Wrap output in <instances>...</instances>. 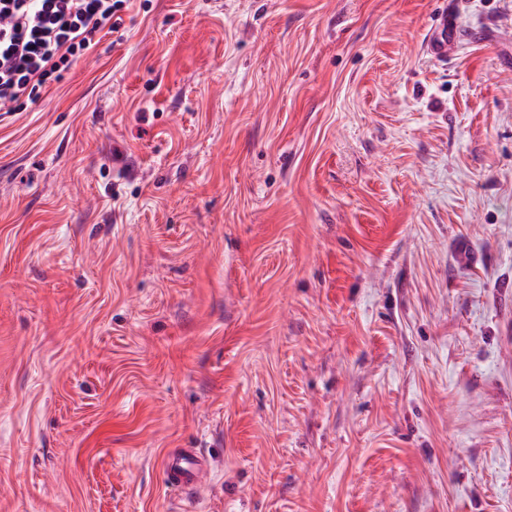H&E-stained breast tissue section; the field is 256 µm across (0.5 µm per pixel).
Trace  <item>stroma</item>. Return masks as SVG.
<instances>
[{"label":"stroma","mask_w":512,"mask_h":512,"mask_svg":"<svg viewBox=\"0 0 512 512\" xmlns=\"http://www.w3.org/2000/svg\"><path fill=\"white\" fill-rule=\"evenodd\" d=\"M457 3L440 62L448 0H132L0 117V512H512V0ZM458 36L454 15L448 11V7L444 8L432 20L424 51L436 60L447 61L448 51L455 45ZM205 467L206 459L197 448H176L165 452L162 475L170 488L187 495L200 486Z\"/></svg>","instance_id":"stroma-1"}]
</instances>
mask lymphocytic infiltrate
I'll return each instance as SVG.
<instances>
[{"mask_svg":"<svg viewBox=\"0 0 512 512\" xmlns=\"http://www.w3.org/2000/svg\"><path fill=\"white\" fill-rule=\"evenodd\" d=\"M127 0H0V112L36 104L122 26Z\"/></svg>","mask_w":512,"mask_h":512,"instance_id":"lymphocytic-infiltrate-1","label":"lymphocytic infiltrate"}]
</instances>
